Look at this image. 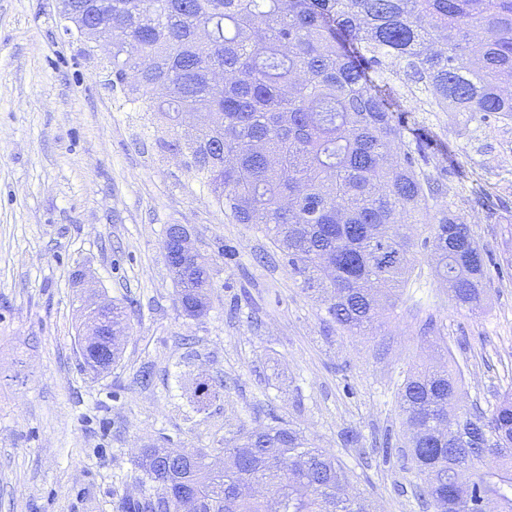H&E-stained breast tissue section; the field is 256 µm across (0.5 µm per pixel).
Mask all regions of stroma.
Wrapping results in <instances>:
<instances>
[{"label":"stroma","instance_id":"stroma-1","mask_svg":"<svg viewBox=\"0 0 512 512\" xmlns=\"http://www.w3.org/2000/svg\"><path fill=\"white\" fill-rule=\"evenodd\" d=\"M58 0H0V512H121L142 449L223 447L291 425L335 455L374 512H427L397 392L410 368L464 364L462 405L512 388V128L430 116L448 197L484 251L486 296L453 306L414 226L415 276L372 333L339 329L269 238L230 223L149 114L119 107ZM182 224L210 269L184 316L165 261ZM234 257H225V249ZM122 303L120 360L85 371L82 299ZM222 383L197 410L198 382Z\"/></svg>","mask_w":512,"mask_h":512}]
</instances>
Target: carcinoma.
I'll return each mask as SVG.
<instances>
[{
  "label": "carcinoma",
  "mask_w": 512,
  "mask_h": 512,
  "mask_svg": "<svg viewBox=\"0 0 512 512\" xmlns=\"http://www.w3.org/2000/svg\"><path fill=\"white\" fill-rule=\"evenodd\" d=\"M112 87L189 157L234 224L272 240L339 328L365 334L415 272L424 224L452 304L481 309L482 248L448 201V145L431 112L512 121V0H112ZM206 314L208 270L173 276ZM460 364L410 371L398 391L419 498L435 512H512V393L490 417L448 410ZM224 385L196 387L204 406ZM223 465L145 448L122 512H368L347 472L288 426L245 431Z\"/></svg>",
  "instance_id": "1"
}]
</instances>
